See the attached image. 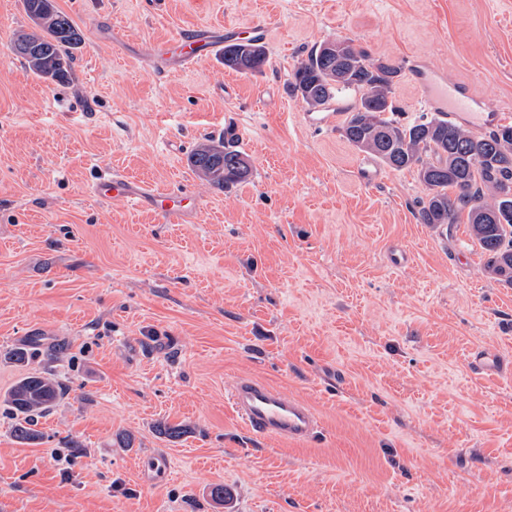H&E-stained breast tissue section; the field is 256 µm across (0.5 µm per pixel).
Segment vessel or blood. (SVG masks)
<instances>
[{
	"mask_svg": "<svg viewBox=\"0 0 512 512\" xmlns=\"http://www.w3.org/2000/svg\"><path fill=\"white\" fill-rule=\"evenodd\" d=\"M269 33L270 27L264 22L238 27L228 25L221 31L203 25L175 39L153 43L143 50L142 57L151 69L183 68L222 53L227 41L262 42ZM416 82L429 102L443 103L449 117L463 118L482 128L501 124L507 119L503 113L474 111L475 99L468 90L446 83L435 74L417 77ZM89 191L98 200H118L157 214L168 224H192L197 220L199 205L194 198L152 188L118 172L90 186ZM229 401L243 426L257 436L302 442L318 430V418L306 402L256 377H239Z\"/></svg>",
	"mask_w": 512,
	"mask_h": 512,
	"instance_id": "obj_1",
	"label": "vessel or blood"
}]
</instances>
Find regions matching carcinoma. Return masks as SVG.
Masks as SVG:
<instances>
[{
    "label": "carcinoma",
    "instance_id": "obj_1",
    "mask_svg": "<svg viewBox=\"0 0 512 512\" xmlns=\"http://www.w3.org/2000/svg\"><path fill=\"white\" fill-rule=\"evenodd\" d=\"M22 5L32 27L13 40L12 47H22L14 55L44 81H68L73 50L81 42L73 21L53 0H22ZM336 42L341 44L336 64L321 48L314 49L294 71L292 94L307 104L336 105L346 114L341 131L350 145L394 171L415 170L427 188L419 202L420 222L442 227L466 217L487 255L485 270L512 286V125L476 137L443 112L402 124L394 118L393 105L399 67L371 58L346 39ZM239 47L238 42L224 46V67L242 74L261 71L267 62L265 46L254 43L247 66ZM189 162L202 178L225 189L247 181L252 173L238 137L230 131L221 140L199 145ZM67 390L63 382L42 372H29L16 382L5 403L18 444H41L35 417L48 412Z\"/></svg>",
    "mask_w": 512,
    "mask_h": 512
}]
</instances>
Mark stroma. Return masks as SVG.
Here are the masks:
<instances>
[{
	"label": "stroma",
	"mask_w": 512,
	"mask_h": 512,
	"mask_svg": "<svg viewBox=\"0 0 512 512\" xmlns=\"http://www.w3.org/2000/svg\"><path fill=\"white\" fill-rule=\"evenodd\" d=\"M54 3L82 37L66 85L12 53L31 23L0 0V512H512V374L468 362L512 358V286L467 224L419 222L416 173L312 129L288 93L342 37L400 67L402 121L427 114L428 70L512 112V0ZM254 21L270 25L261 73L143 63L199 24ZM228 128L253 174L227 191L188 157ZM115 171L195 195L196 223L89 194ZM34 370L69 388L36 447L3 404ZM244 375L304 399L315 437L244 429L227 400Z\"/></svg>",
	"instance_id": "stroma-1"
}]
</instances>
